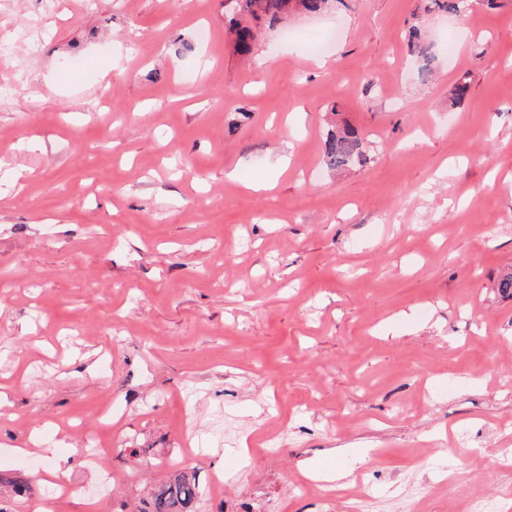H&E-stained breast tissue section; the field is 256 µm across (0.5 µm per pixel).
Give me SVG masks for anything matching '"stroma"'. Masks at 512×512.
<instances>
[{"instance_id":"obj_1","label":"stroma","mask_w":512,"mask_h":512,"mask_svg":"<svg viewBox=\"0 0 512 512\" xmlns=\"http://www.w3.org/2000/svg\"><path fill=\"white\" fill-rule=\"evenodd\" d=\"M238 13L0 0V512L47 504L60 464L67 512L87 489L138 512L175 469L197 512H321L290 480L360 454L370 512L417 487L422 512H470L512 485V0H340L247 54ZM343 124L371 160L335 171ZM33 440L56 449L16 453Z\"/></svg>"}]
</instances>
